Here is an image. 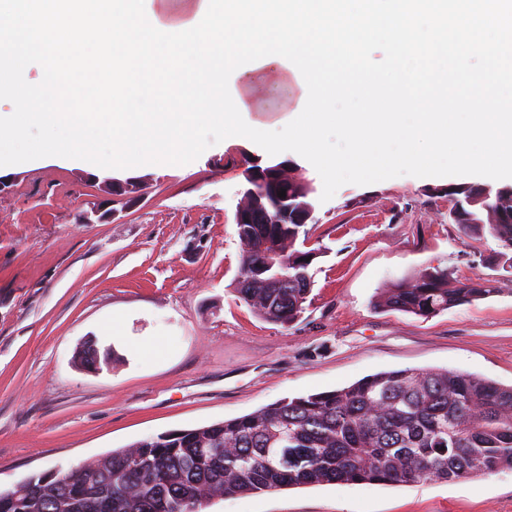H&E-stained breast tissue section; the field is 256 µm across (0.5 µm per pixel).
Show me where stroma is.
I'll return each instance as SVG.
<instances>
[{
  "mask_svg": "<svg viewBox=\"0 0 512 512\" xmlns=\"http://www.w3.org/2000/svg\"><path fill=\"white\" fill-rule=\"evenodd\" d=\"M300 97L271 77L251 118L281 129ZM244 151L264 154L228 138L169 168L105 174L45 157L0 170L10 180L0 192L1 490L382 371L444 368L512 385V271L496 238L449 222L447 177L346 184L316 202L310 305L288 326L259 318L234 292ZM107 177L140 180L138 199L83 223ZM433 266L491 280L496 294L429 318L377 307L385 288ZM89 344L114 361L79 364ZM206 512H512V471L285 489Z\"/></svg>",
  "mask_w": 512,
  "mask_h": 512,
  "instance_id": "stroma-1",
  "label": "stroma"
}]
</instances>
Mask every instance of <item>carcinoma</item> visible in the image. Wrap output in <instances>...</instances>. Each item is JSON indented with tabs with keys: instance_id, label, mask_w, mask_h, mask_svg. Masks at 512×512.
<instances>
[{
	"instance_id": "carcinoma-1",
	"label": "carcinoma",
	"mask_w": 512,
	"mask_h": 512,
	"mask_svg": "<svg viewBox=\"0 0 512 512\" xmlns=\"http://www.w3.org/2000/svg\"><path fill=\"white\" fill-rule=\"evenodd\" d=\"M288 224H239L236 293L287 326L307 309L313 252L296 248L314 223V188L288 176ZM466 235L497 237L512 269V187L448 186ZM277 214L275 189L248 200ZM487 282L422 269L378 306L418 317L491 297ZM512 470V385L448 369L408 368L334 391L283 398L247 415L118 448L45 481L0 492V512H203L216 497L322 484H413Z\"/></svg>"
}]
</instances>
